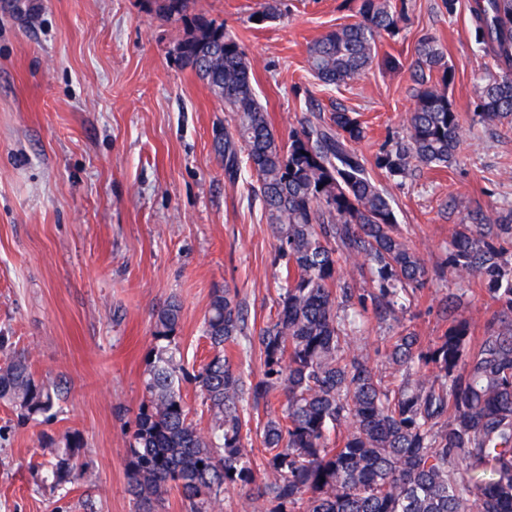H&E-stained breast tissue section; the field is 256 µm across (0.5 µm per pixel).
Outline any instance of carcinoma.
<instances>
[{"instance_id": "1", "label": "carcinoma", "mask_w": 512, "mask_h": 512, "mask_svg": "<svg viewBox=\"0 0 512 512\" xmlns=\"http://www.w3.org/2000/svg\"><path fill=\"white\" fill-rule=\"evenodd\" d=\"M149 10L179 26L177 60L224 103L231 125L217 140L230 181L248 167L254 194L277 240L281 293L274 319L253 342L264 355L259 381L247 382L224 355L245 325L230 289L213 292L204 333L213 357L191 373L176 343L181 306L156 314L147 355L146 395L128 440V492L136 512L176 491L188 512H219L224 492L248 488L260 512H512V212L491 223L485 214L455 232L443 278L477 277L500 311L473 342L474 324L459 316L424 346L402 330L388 364L400 373L388 385L356 346L361 310L397 319L400 295L422 287L429 269L403 236L391 195L368 170L355 144L366 126L337 109L278 140L252 85L244 45L194 0H148ZM474 39L497 72L481 79L475 112L512 120V0H472ZM361 20L330 30L308 48L320 85L340 86L372 63L377 40L397 36L405 0H360ZM279 15L277 0L253 13L258 24ZM420 88L406 136L383 146L373 166L405 178L417 167L446 168L461 139L459 113L448 96L455 70L437 41L417 48ZM362 260L376 292L354 296L343 264ZM192 381L212 415L210 431L189 418L179 386ZM282 391L281 413L260 426L265 458L256 476L245 448L246 409L257 411ZM59 391L35 377L28 359L7 354L0 364V402L18 420L53 416ZM80 431L41 438L49 459L33 482L62 489L81 475Z\"/></svg>"}]
</instances>
